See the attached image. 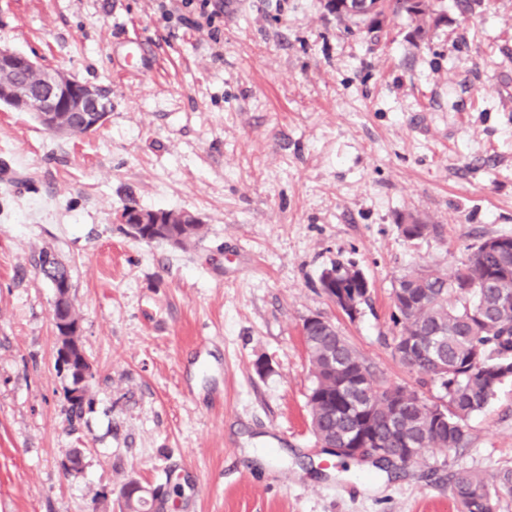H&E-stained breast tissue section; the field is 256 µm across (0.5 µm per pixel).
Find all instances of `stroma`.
<instances>
[{
  "label": "stroma",
  "mask_w": 512,
  "mask_h": 512,
  "mask_svg": "<svg viewBox=\"0 0 512 512\" xmlns=\"http://www.w3.org/2000/svg\"><path fill=\"white\" fill-rule=\"evenodd\" d=\"M326 0H224L219 34L172 28L156 0H0V47L107 89L106 124L56 136L0 106V512H457L450 478L512 468V381L467 420L464 447L384 473L324 454L302 336L319 315L380 386L437 400L393 349L392 284L512 236V0H481L412 42L347 29ZM150 49L121 69L126 42ZM188 210L184 249L145 243L124 204ZM436 225L409 241L407 213ZM66 264L92 404L66 412L55 291ZM354 264L355 317L320 276ZM83 452L79 471L62 464ZM37 270L50 283L51 280L65 281L71 289L68 271L51 249H43L40 252L38 256Z\"/></svg>",
  "instance_id": "35a3bbf8"
}]
</instances>
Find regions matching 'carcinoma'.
Segmentation results:
<instances>
[{"label":"carcinoma","instance_id":"obj_1","mask_svg":"<svg viewBox=\"0 0 512 512\" xmlns=\"http://www.w3.org/2000/svg\"><path fill=\"white\" fill-rule=\"evenodd\" d=\"M344 0H327V9L340 22L381 30L379 17L403 16L412 25L409 37L425 41L442 20L441 0H379L378 11L357 17L342 8ZM23 96L24 110L44 111L45 93L34 73L9 77ZM89 114L58 112L64 135L90 130ZM149 242L184 248L203 237L201 224H152ZM436 231L415 218L401 230L405 239L424 238ZM38 272L47 280L70 282L66 267L50 249L40 252ZM330 283L367 301L369 285L354 265L326 270ZM395 323L399 325L401 364L442 391L437 402L417 400L404 388H381L370 367L335 327L304 321L302 332L314 385L308 397L316 438L354 445L364 436L396 455L404 448H461L468 442L467 418L482 410L497 388L512 380V237H491L474 247L466 261L451 268L426 266L400 275L393 284ZM451 493L458 512H496L504 495L512 496V469L492 482L469 471L454 474Z\"/></svg>","mask_w":512,"mask_h":512}]
</instances>
